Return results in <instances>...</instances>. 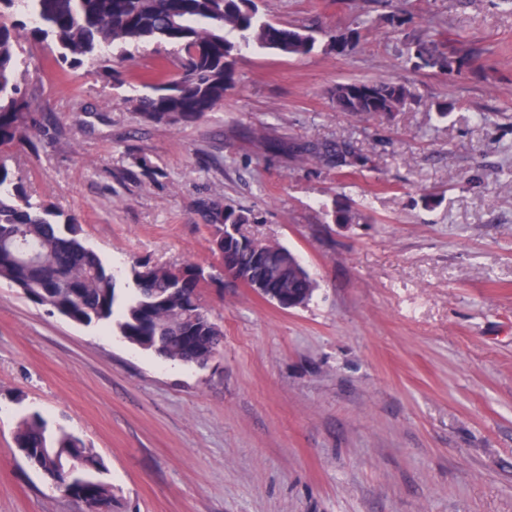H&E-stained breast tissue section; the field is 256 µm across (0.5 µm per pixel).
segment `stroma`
<instances>
[{"mask_svg":"<svg viewBox=\"0 0 512 512\" xmlns=\"http://www.w3.org/2000/svg\"><path fill=\"white\" fill-rule=\"evenodd\" d=\"M307 28L315 50L235 59L236 85L196 122H145L152 62H56L26 39L18 81L48 133L0 155L33 198L75 215L126 290L133 260L217 259L200 213L252 211L256 234L293 251L317 289L283 310L216 280L202 294L224 330L206 365L171 361L102 324L80 325L0 281V512H79L19 454L30 414L103 457L112 512H512V11L492 0H257ZM440 23L480 49L471 72L412 69L403 33ZM366 15L341 57L325 46ZM406 30V31H407ZM400 78L413 99L356 123L336 85ZM452 102L446 117L437 104ZM490 113L481 122L479 113ZM284 145L273 154L254 131ZM351 142L368 163L305 164L294 143ZM349 224L331 223L332 205Z\"/></svg>","mask_w":512,"mask_h":512,"instance_id":"stroma-1","label":"stroma"}]
</instances>
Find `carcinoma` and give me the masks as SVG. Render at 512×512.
Masks as SVG:
<instances>
[{
    "label": "carcinoma",
    "instance_id": "cac0c4a2",
    "mask_svg": "<svg viewBox=\"0 0 512 512\" xmlns=\"http://www.w3.org/2000/svg\"><path fill=\"white\" fill-rule=\"evenodd\" d=\"M15 13L30 20V35L51 40L56 60L80 63L103 49L164 41L179 54L182 76L158 81L136 98L135 109L148 123H191L224 102L235 86L234 52L256 46L303 57L316 47L306 29L264 19L256 0H0V149L29 139L37 121L18 83L20 39L25 27L7 23ZM367 23L356 21L330 36L327 50L353 52ZM439 32L407 38L405 54L417 69L458 76L473 61L459 41L448 51L436 43ZM414 97L399 79L358 81L336 86V107L361 121L391 116ZM302 161L338 168L355 166L360 155L347 141H322L297 151ZM202 216L213 228L211 251L251 290L271 288L288 302L311 300L316 286L295 262V254L276 241L241 243L248 213L230 204L204 201ZM82 225L53 204L31 200L25 186L0 165V280L26 298L69 321L89 325L112 319L123 304L117 326L132 343L166 359L204 365L218 352L224 331L201 306L202 290L213 276L193 261L180 264L135 260L130 266L133 293L121 299L112 271L88 247ZM48 421L38 413L21 419L16 447L48 480L63 479L85 512L112 502V485L99 478L103 459L84 441L63 430L47 442Z\"/></svg>",
    "mask_w": 512,
    "mask_h": 512
}]
</instances>
